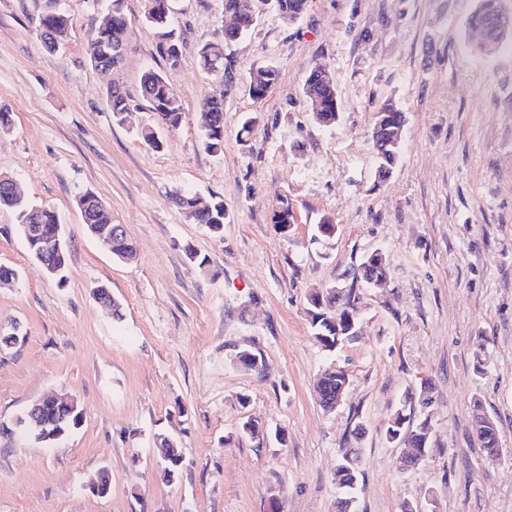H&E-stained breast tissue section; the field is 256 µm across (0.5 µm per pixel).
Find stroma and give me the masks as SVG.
Returning <instances> with one entry per match:
<instances>
[{
  "label": "stroma",
  "mask_w": 512,
  "mask_h": 512,
  "mask_svg": "<svg viewBox=\"0 0 512 512\" xmlns=\"http://www.w3.org/2000/svg\"><path fill=\"white\" fill-rule=\"evenodd\" d=\"M477 0H309L295 22L263 13L224 49L231 82L204 74L198 46L219 37L222 0H173L184 39L177 66L156 51L142 0H125L131 50L122 68H91L87 49L102 0H61L70 40L43 46L34 0H0V173L66 229L65 281L28 253L13 214L0 210V423L50 393L74 396L82 424L44 445L0 434V512H336L334 473L352 430H365L357 512H512V52L478 55L465 32ZM280 80L252 99L250 70L267 61ZM328 68L340 103L316 124L302 88ZM178 91L180 127L156 149L138 136L152 116L140 96L147 70ZM131 97L115 124L105 91ZM224 101V152L207 153L197 124L203 98ZM406 115L401 159L375 177V110ZM256 122L240 139L244 115ZM223 198L221 235L189 221L175 190ZM93 191L136 249L121 263L93 238L75 198ZM294 223L272 222L280 199ZM330 244L312 238L320 219ZM208 258L189 262L186 249ZM379 252L387 277L362 288L356 340L327 354L305 314L307 293L341 280ZM123 303L113 318L94 296ZM261 352L264 371L238 351ZM336 364L350 378L333 413L314 385ZM432 384L433 444L403 470L384 429L404 393ZM248 404H240V396ZM484 411L500 433L489 460L474 431ZM248 417L286 430L287 443L239 437ZM177 438L180 478L156 472L157 434ZM107 469L106 496L89 484Z\"/></svg>",
  "instance_id": "1"
}]
</instances>
